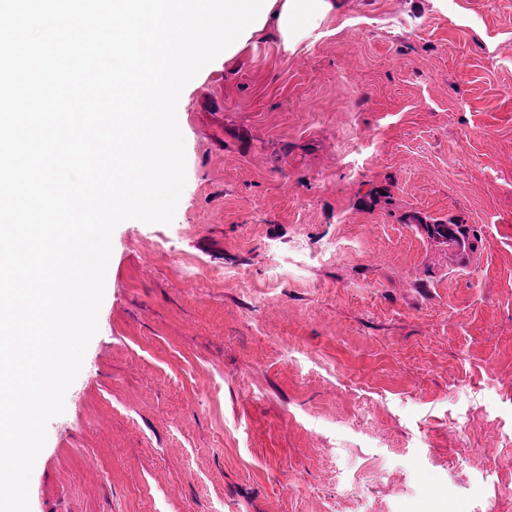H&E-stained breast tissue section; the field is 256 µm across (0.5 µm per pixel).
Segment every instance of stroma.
<instances>
[{
    "instance_id": "1",
    "label": "stroma",
    "mask_w": 512,
    "mask_h": 512,
    "mask_svg": "<svg viewBox=\"0 0 512 512\" xmlns=\"http://www.w3.org/2000/svg\"><path fill=\"white\" fill-rule=\"evenodd\" d=\"M322 29L183 89L175 217L113 232L30 512H512V0Z\"/></svg>"
}]
</instances>
